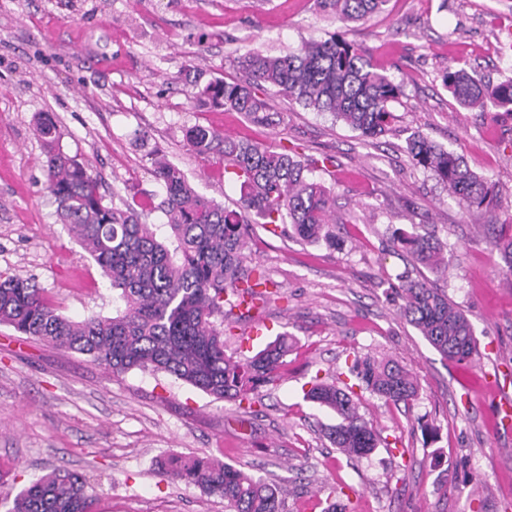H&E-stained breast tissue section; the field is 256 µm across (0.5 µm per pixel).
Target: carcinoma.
Returning a JSON list of instances; mask_svg holds the SVG:
<instances>
[{
    "instance_id": "cac0c4a2",
    "label": "carcinoma",
    "mask_w": 512,
    "mask_h": 512,
    "mask_svg": "<svg viewBox=\"0 0 512 512\" xmlns=\"http://www.w3.org/2000/svg\"><path fill=\"white\" fill-rule=\"evenodd\" d=\"M344 23L363 21L387 0H315ZM238 76L215 79L197 96L255 122L271 124L274 114L256 90L282 94L313 112H328L366 138L389 131L392 103L401 86L377 68L358 46L341 36L304 44L296 53L271 56L253 48L237 57ZM443 84L462 105L485 107L492 101L512 106V80L484 85L466 70L448 68ZM36 133L46 153L48 190L56 216L94 258L118 304L110 317L75 321L57 313L28 278H0V323L25 336L92 357L114 374L131 370L164 372L214 397L251 412L258 388L288 367L292 337L284 334L252 357L224 352V304L252 309L267 301L268 278L248 264L247 226L287 224L294 236L311 244L336 247L331 190L309 177L315 161L270 150L251 142H227L216 131L196 126L186 139L199 155L224 158V169L241 181L240 206L230 210L199 194L185 173L163 152L149 153L152 172L166 195L158 204L167 224H144L129 203L105 202L97 178L77 157L63 151L56 124L41 117ZM414 166L429 171L457 203L470 210L492 205L494 190L456 153L416 132L407 141ZM493 245L503 269L512 274V224L491 225ZM423 267L445 274L448 259L433 237L403 231L393 238ZM402 300L399 313L446 361H467L477 352L474 327L448 295L425 279L403 276L393 287ZM350 374L358 387L385 403L409 407L419 385L397 360L353 354ZM306 398L336 414L329 441L349 458L377 448V430L359 411L352 392L317 381ZM169 479L200 488L224 501V512H286L284 488L207 456L175 453L159 462ZM86 479L67 469L42 475L13 499L6 512H89Z\"/></svg>"
}]
</instances>
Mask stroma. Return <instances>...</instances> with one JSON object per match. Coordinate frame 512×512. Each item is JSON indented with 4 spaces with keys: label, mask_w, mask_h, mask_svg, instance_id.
I'll use <instances>...</instances> for the list:
<instances>
[{
    "label": "stroma",
    "mask_w": 512,
    "mask_h": 512,
    "mask_svg": "<svg viewBox=\"0 0 512 512\" xmlns=\"http://www.w3.org/2000/svg\"><path fill=\"white\" fill-rule=\"evenodd\" d=\"M339 34L365 50L401 93L390 130L363 138L328 113L270 97L266 126L193 97L194 85L232 80L251 48L271 55ZM483 83L512 78V0H388L343 24L315 0H0V273L32 279L61 315H111L116 294L66 225L46 184L35 134L53 116L60 143L162 224L164 189L147 147L164 151L201 195L227 207L240 184L219 156L185 134L209 127L229 140L327 159L315 180L334 189L336 248L250 225L252 263L276 288L258 310L224 311V350L254 355L282 332L295 341L287 373L262 387L255 413L174 377L114 375L87 355L28 339L0 324V478L18 494L57 467L83 473L91 512H224L223 500L166 480L156 461L194 453L288 491V512H505L512 507V430L498 424L497 390H512V274L489 225L512 217V112L460 104L447 68ZM454 151L493 185V206L466 211L413 166L414 132ZM436 236L448 273H427L392 239ZM427 276L473 324V361L442 360L402 319L389 294L399 276ZM385 354L417 378L411 407L356 390L380 434L367 457L347 459L325 435L337 418L308 401L312 378L352 385L353 352ZM398 448L411 456L395 457Z\"/></svg>",
    "instance_id": "obj_1"
}]
</instances>
